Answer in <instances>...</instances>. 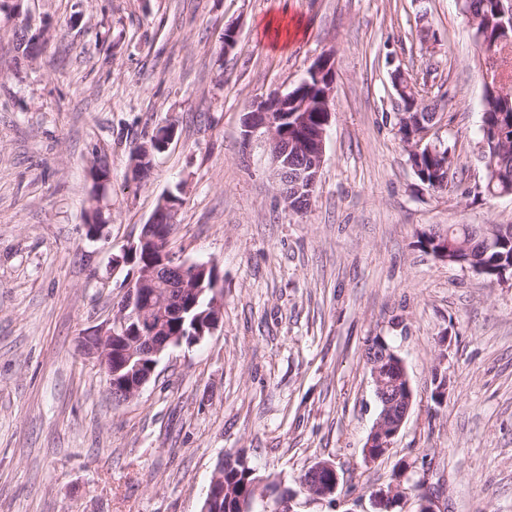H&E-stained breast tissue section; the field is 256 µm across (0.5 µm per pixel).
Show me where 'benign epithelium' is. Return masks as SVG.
<instances>
[{"label":"benign epithelium","mask_w":512,"mask_h":512,"mask_svg":"<svg viewBox=\"0 0 512 512\" xmlns=\"http://www.w3.org/2000/svg\"><path fill=\"white\" fill-rule=\"evenodd\" d=\"M499 24L502 34L491 44L483 45L487 56H496V49L512 46V0H498ZM333 54L328 53L316 61L308 71L315 78V89L320 91L317 103L321 112V129L314 143L294 141L288 138L283 124L298 113L311 109V100L291 90L286 94L277 93L271 98L253 103L244 118V139L250 140L256 135L265 139L268 154L271 155L273 175L288 170V154L306 155L309 159L304 180L305 193L301 201L291 206L296 212L304 211L313 196L318 183L324 156V126L331 119L335 102L332 97L335 79ZM394 89L398 101V125L409 124L410 134L407 145L410 153L417 156L433 155L435 145L428 142L434 121L415 123L409 119L410 112L404 102L423 106L428 99V91L408 77L394 80ZM141 243H149L150 257L146 266L126 279V291L112 322L82 337L86 354L96 359L103 369L112 398L117 402L130 400L139 395L144 385L155 373L162 353L172 347L182 345L178 336H166L164 323L168 318L169 305L156 301L157 287H177L191 289L201 296L206 291L203 286L205 274L217 263L213 261L178 263L160 235H142ZM180 266L182 278L177 284L166 280L165 272L174 266ZM211 291L214 300L211 306L218 311L215 320L194 334V343L205 337V331L218 327L221 314L219 294L222 289L219 281H214ZM374 391L380 405V413L367 438L365 455L367 458H380L393 447L394 439L400 433L413 403V390L403 359L388 345L378 349L377 356L369 361ZM339 474L334 464L322 460L315 462L308 475L301 482L310 489L314 498L321 500L333 495L339 485Z\"/></svg>","instance_id":"benign-epithelium-1"}]
</instances>
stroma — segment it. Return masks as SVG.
<instances>
[{
    "label": "stroma",
    "instance_id": "35a3bbf8",
    "mask_svg": "<svg viewBox=\"0 0 512 512\" xmlns=\"http://www.w3.org/2000/svg\"><path fill=\"white\" fill-rule=\"evenodd\" d=\"M22 12L46 40L26 57L0 12V512H200L219 460L241 448L289 488L334 462L333 501L302 512H374L373 493L393 486L392 512L424 497L435 512H512V275L419 243L431 228L512 224V196L479 192L487 60L462 0H23ZM282 16L303 29L277 46L264 25ZM228 26L238 39L225 53ZM329 52L335 110L316 192L296 213L243 117ZM399 67L438 101L430 139L449 152L448 189L411 168ZM167 124L173 139L134 180L133 148ZM97 157L112 187L95 242ZM175 190L169 249L217 262L223 318L118 404L79 340L111 322L127 274L112 257ZM377 337L414 398L370 461L379 407L365 349Z\"/></svg>",
    "mask_w": 512,
    "mask_h": 512
}]
</instances>
